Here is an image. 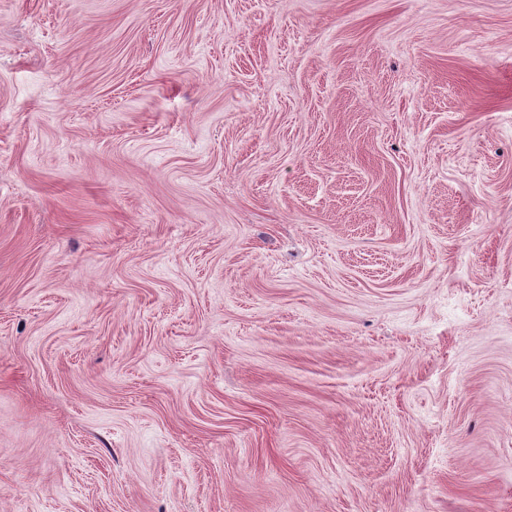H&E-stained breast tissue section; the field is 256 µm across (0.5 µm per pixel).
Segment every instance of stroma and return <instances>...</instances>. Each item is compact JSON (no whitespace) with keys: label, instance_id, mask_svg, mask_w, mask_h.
<instances>
[{"label":"stroma","instance_id":"obj_1","mask_svg":"<svg viewBox=\"0 0 512 512\" xmlns=\"http://www.w3.org/2000/svg\"><path fill=\"white\" fill-rule=\"evenodd\" d=\"M0 512H512V0H0Z\"/></svg>","mask_w":512,"mask_h":512}]
</instances>
